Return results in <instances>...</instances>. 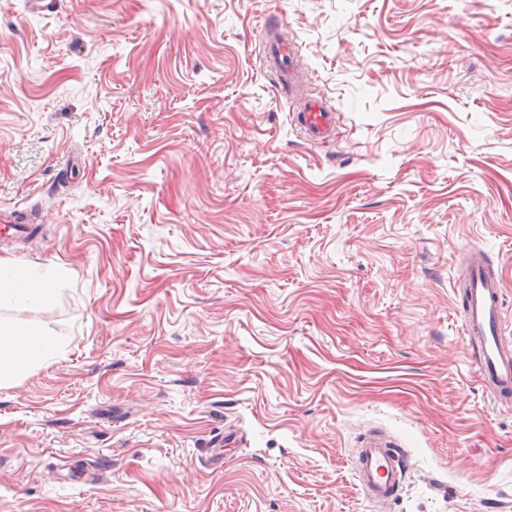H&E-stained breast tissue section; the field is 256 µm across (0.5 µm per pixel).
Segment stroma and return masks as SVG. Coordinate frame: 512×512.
<instances>
[{"mask_svg": "<svg viewBox=\"0 0 512 512\" xmlns=\"http://www.w3.org/2000/svg\"><path fill=\"white\" fill-rule=\"evenodd\" d=\"M14 209L41 231L0 257L58 297L0 318L62 351L0 387V512H512L459 317L474 245L512 325V0H0ZM372 433L409 451L381 511ZM261 50L265 64L276 73L278 83L282 86L285 83L292 84L297 76L298 65L288 42L272 33L263 43ZM296 124L308 142L323 144L334 133L336 113L322 99L310 97L296 113Z\"/></svg>", "mask_w": 512, "mask_h": 512, "instance_id": "stroma-1", "label": "stroma"}]
</instances>
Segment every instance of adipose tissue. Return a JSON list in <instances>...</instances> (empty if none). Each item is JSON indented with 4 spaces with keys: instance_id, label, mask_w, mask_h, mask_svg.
I'll return each mask as SVG.
<instances>
[{
    "instance_id": "obj_1",
    "label": "adipose tissue",
    "mask_w": 512,
    "mask_h": 512,
    "mask_svg": "<svg viewBox=\"0 0 512 512\" xmlns=\"http://www.w3.org/2000/svg\"><path fill=\"white\" fill-rule=\"evenodd\" d=\"M56 295L48 277L12 273L8 261L0 258V302L47 308L53 305ZM59 349L60 343L49 329L1 319L0 386L14 383L32 368L51 360Z\"/></svg>"
}]
</instances>
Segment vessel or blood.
<instances>
[{"label":"vessel or blood","instance_id":"1","mask_svg":"<svg viewBox=\"0 0 512 512\" xmlns=\"http://www.w3.org/2000/svg\"><path fill=\"white\" fill-rule=\"evenodd\" d=\"M262 57L279 83L294 82L298 66L286 41L270 35L262 45ZM296 124L308 142L319 145L333 134L336 114L323 100L312 97L297 112ZM464 280L462 324L472 349V363L493 394L506 396L512 393V341L505 338L500 280L479 247L466 251ZM354 466L364 494L373 503L383 505L402 487L407 457L392 442L371 436L356 449Z\"/></svg>","mask_w":512,"mask_h":512}]
</instances>
